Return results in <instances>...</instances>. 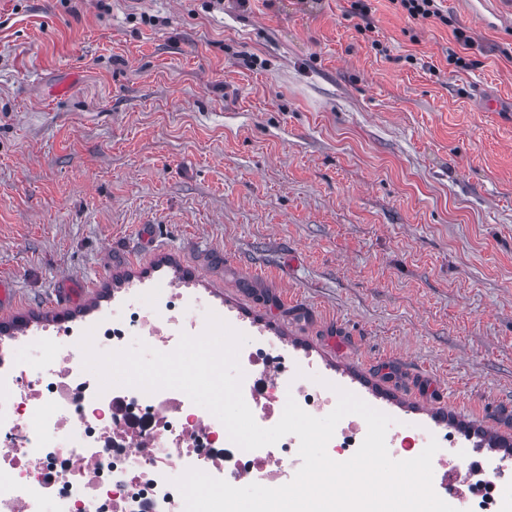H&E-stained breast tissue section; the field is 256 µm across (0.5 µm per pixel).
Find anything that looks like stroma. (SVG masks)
<instances>
[{"mask_svg": "<svg viewBox=\"0 0 512 512\" xmlns=\"http://www.w3.org/2000/svg\"><path fill=\"white\" fill-rule=\"evenodd\" d=\"M471 2L369 0L380 53L351 0H0V326L172 280L512 468V23ZM398 5L407 18L411 20L426 21L437 20L442 24L448 25V12L442 9L443 0H390Z\"/></svg>", "mask_w": 512, "mask_h": 512, "instance_id": "1", "label": "stroma"}]
</instances>
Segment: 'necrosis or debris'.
Here are the masks:
<instances>
[{
  "label": "necrosis or debris",
  "mask_w": 512,
  "mask_h": 512,
  "mask_svg": "<svg viewBox=\"0 0 512 512\" xmlns=\"http://www.w3.org/2000/svg\"><path fill=\"white\" fill-rule=\"evenodd\" d=\"M202 300L172 284L135 291L86 325L60 322L43 338L27 340L26 361L0 365V512H184L174 475L196 468L237 484L270 488L290 482L302 464L299 440L244 450L209 411L176 389L153 393L136 387L100 390L84 369L78 341L94 331L96 349L128 348L132 338L173 351L181 334L204 326L192 317ZM239 351L242 394L258 425L281 418L287 399L323 417L336 406L334 389L318 381L311 363L284 344L245 328ZM437 441L433 489L461 512H507L512 475L491 458H474L456 432L397 419L387 432L390 456L415 458Z\"/></svg>",
  "instance_id": "obj_1"
}]
</instances>
